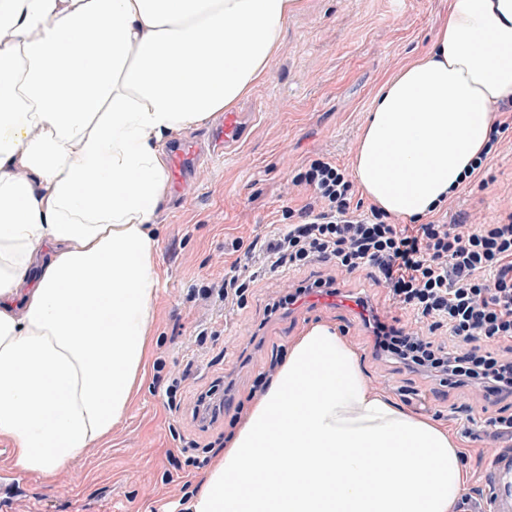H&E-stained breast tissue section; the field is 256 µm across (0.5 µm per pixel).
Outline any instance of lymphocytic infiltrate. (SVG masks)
Returning <instances> with one entry per match:
<instances>
[{
	"instance_id": "obj_1",
	"label": "lymphocytic infiltrate",
	"mask_w": 512,
	"mask_h": 512,
	"mask_svg": "<svg viewBox=\"0 0 512 512\" xmlns=\"http://www.w3.org/2000/svg\"><path fill=\"white\" fill-rule=\"evenodd\" d=\"M309 190L299 220L273 238L234 241L244 263L188 292L191 302L242 307L257 274L329 262L338 274L371 270L390 301L425 324L426 334L368 318L375 346L406 365L477 389L485 399L512 394V356L477 348V341L512 343V211L491 224H451L434 213L423 224H393L355 198L354 184L332 158L322 156L293 177ZM255 271L243 273L242 264ZM449 332L454 350L438 345Z\"/></svg>"
}]
</instances>
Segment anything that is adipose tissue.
I'll return each instance as SVG.
<instances>
[{
	"label": "adipose tissue",
	"mask_w": 512,
	"mask_h": 512,
	"mask_svg": "<svg viewBox=\"0 0 512 512\" xmlns=\"http://www.w3.org/2000/svg\"><path fill=\"white\" fill-rule=\"evenodd\" d=\"M302 0H0V442L51 483L140 392L160 294L164 144L265 80ZM512 105V0H448L389 75L351 177L418 222L466 184ZM462 450L308 326L186 512H455Z\"/></svg>",
	"instance_id": "adipose-tissue-1"
}]
</instances>
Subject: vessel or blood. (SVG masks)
Masks as SVG:
<instances>
[{
  "label": "vessel or blood",
  "mask_w": 512,
  "mask_h": 512,
  "mask_svg": "<svg viewBox=\"0 0 512 512\" xmlns=\"http://www.w3.org/2000/svg\"><path fill=\"white\" fill-rule=\"evenodd\" d=\"M241 113H225L208 143L175 140L168 146L173 183H182L208 152L238 145L244 137ZM457 512H512V448L499 449L492 457L478 492L461 498Z\"/></svg>",
  "instance_id": "vessel-or-blood-1"
}]
</instances>
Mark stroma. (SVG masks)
Segmentation results:
<instances>
[{
    "label": "stroma",
    "mask_w": 512,
    "mask_h": 512,
    "mask_svg": "<svg viewBox=\"0 0 512 512\" xmlns=\"http://www.w3.org/2000/svg\"><path fill=\"white\" fill-rule=\"evenodd\" d=\"M303 10L288 22L278 57L267 80L237 106L252 116L236 155L216 160L194 189L188 204L167 197L158 217L162 289L157 306L155 358L166 371L194 359L193 374L182 384V405H166L165 381L149 370L140 394L109 440L87 449L75 469L52 484L22 475V489L0 495V512H181L180 482L165 483L170 460L183 444H207L231 431L237 405L247 400L271 356L288 350L306 327L335 328L358 351L373 388L408 411L446 425L461 441L470 474L467 491H477L486 465L512 438L486 435L490 418L512 414V396L484 401L479 392L412 372L375 355L374 336L362 318L336 306L283 309L269 313L285 281L309 284L334 278L331 265L316 263L277 276L258 278L244 308L223 311L188 302L189 288L222 278L225 253L234 240L273 235L288 208L304 194L292 178L318 156L350 165L351 152L373 95L387 74L424 49L435 35L447 0H303ZM512 207V130L502 134L481 181L466 185L445 206L449 223L494 219ZM351 291L381 320L401 326L412 317L389 301L387 291L368 271L348 279ZM217 330L196 344V329ZM224 382L220 410L206 411L197 396L215 379ZM469 402L470 414L458 413Z\"/></svg>",
    "instance_id": "1"
}]
</instances>
